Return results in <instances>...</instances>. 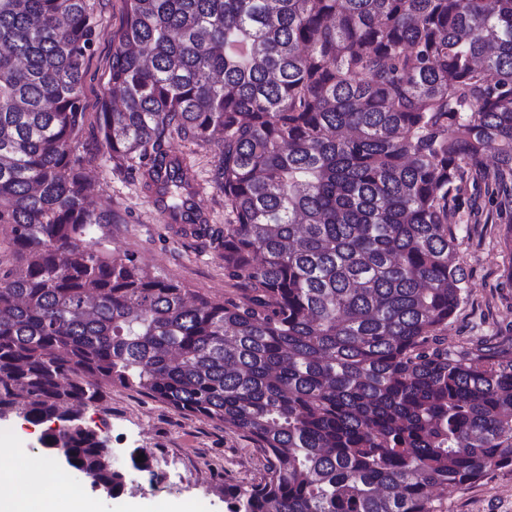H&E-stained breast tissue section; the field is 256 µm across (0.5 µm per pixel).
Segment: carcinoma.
Wrapping results in <instances>:
<instances>
[{
	"label": "carcinoma",
	"instance_id": "obj_1",
	"mask_svg": "<svg viewBox=\"0 0 512 512\" xmlns=\"http://www.w3.org/2000/svg\"><path fill=\"white\" fill-rule=\"evenodd\" d=\"M124 2L99 135L195 233L193 166L161 143H220L245 301L101 247L78 154L96 16L0 0V418L114 498L128 471L84 422L109 388L222 422L268 459L229 512H442L433 491L512 468V361L438 336L468 295L466 167L490 152L512 181V0Z\"/></svg>",
	"mask_w": 512,
	"mask_h": 512
}]
</instances>
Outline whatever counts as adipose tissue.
Masks as SVG:
<instances>
[{
  "mask_svg": "<svg viewBox=\"0 0 512 512\" xmlns=\"http://www.w3.org/2000/svg\"><path fill=\"white\" fill-rule=\"evenodd\" d=\"M0 512H96L92 501L38 458L0 471Z\"/></svg>",
  "mask_w": 512,
  "mask_h": 512,
  "instance_id": "1",
  "label": "adipose tissue"
}]
</instances>
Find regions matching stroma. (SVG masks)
<instances>
[{"label": "stroma", "instance_id": "35a3bbf8", "mask_svg": "<svg viewBox=\"0 0 512 512\" xmlns=\"http://www.w3.org/2000/svg\"><path fill=\"white\" fill-rule=\"evenodd\" d=\"M90 5L99 35L84 76L88 109L79 151L97 207L112 213L111 223L97 233L101 245L135 255L152 276L179 282L190 296L241 299L237 285L224 274L222 250L214 238L185 234L164 223L139 178L138 161L115 165L99 138L98 101L108 94L112 36L121 24L124 0H90ZM161 148L191 162L200 187L196 207L213 229H223L228 215L215 181L219 146L171 136ZM460 201L452 229L468 297L441 331V340L454 354L491 353L512 360V254L503 243L512 222V188L488 193L482 171L474 167ZM85 417L107 433L117 466L128 468L129 453L136 448L150 453L153 462L152 472L130 470L123 494L115 499L60 467V475L79 482L98 512H165L169 507L175 512H228L225 484H250L267 466L265 454L252 440L223 423L182 414L132 390L112 388L104 410H88ZM24 453L39 455L36 433L0 421V466L16 463ZM155 473L160 476L156 482L151 479ZM435 497L443 512H512V469L491 470L470 486L439 491Z\"/></svg>", "mask_w": 512, "mask_h": 512}]
</instances>
